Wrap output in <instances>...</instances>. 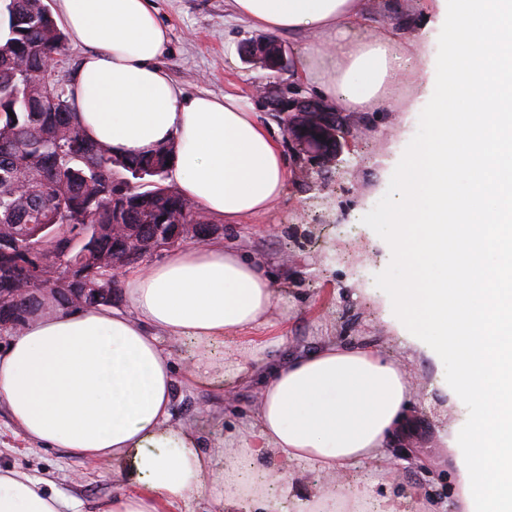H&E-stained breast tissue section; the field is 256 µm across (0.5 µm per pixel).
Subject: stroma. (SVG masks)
Returning <instances> with one entry per match:
<instances>
[{
  "label": "stroma",
  "mask_w": 512,
  "mask_h": 512,
  "mask_svg": "<svg viewBox=\"0 0 512 512\" xmlns=\"http://www.w3.org/2000/svg\"><path fill=\"white\" fill-rule=\"evenodd\" d=\"M169 31L163 67L186 94H233L257 107L254 87L264 70L247 63L242 45L259 31L238 16L231 0H151ZM441 27L427 0H367L357 35L419 40L425 58L418 74L392 87V105L348 113L362 129L344 151L330 179L312 166L287 160L283 195L266 212L219 224L215 240L267 267L278 303L272 335L286 339L289 352H309L325 338L364 346L401 362L410 379V414L415 435L387 451L383 474L370 462L320 472L299 469L288 512H303L311 497L361 490L370 512H464L452 446L468 417L466 406L445 380L439 356L394 315L389 297L374 281L391 260L386 241L362 218L383 197L393 171L418 128L419 115L434 91ZM176 380L172 420L197 429L204 447L223 441L249 414L257 385L225 380L223 385L184 383L191 345L160 336ZM12 467L47 482L50 489L91 508L122 490L111 462L88 463L63 448H36L0 408V468Z\"/></svg>",
  "instance_id": "stroma-1"
}]
</instances>
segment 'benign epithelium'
Wrapping results in <instances>:
<instances>
[{"label": "benign epithelium", "instance_id": "7a95c632", "mask_svg": "<svg viewBox=\"0 0 512 512\" xmlns=\"http://www.w3.org/2000/svg\"><path fill=\"white\" fill-rule=\"evenodd\" d=\"M242 52L247 61L264 70L272 69L285 74L291 69V61L286 49L279 43L269 51L260 48L257 43L249 41L243 46ZM255 93L258 101L264 107L267 106L270 98H276L278 109L286 119L290 135L288 140L290 151L295 153L299 159L309 161L326 173L338 165L347 143L346 136L357 137L360 135V132L354 130L344 135L320 120V117L323 116L336 120L338 126L345 124L341 113L331 111L329 105L318 97L305 94L301 86L294 82L258 84L255 86ZM187 228L186 224L178 225V234L173 237L155 236L143 239L136 235L131 236L123 251L112 256V271H118L170 246L185 235Z\"/></svg>", "mask_w": 512, "mask_h": 512}]
</instances>
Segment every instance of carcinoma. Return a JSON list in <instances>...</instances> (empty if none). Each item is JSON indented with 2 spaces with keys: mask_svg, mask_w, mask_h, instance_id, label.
Here are the masks:
<instances>
[{
  "mask_svg": "<svg viewBox=\"0 0 512 512\" xmlns=\"http://www.w3.org/2000/svg\"><path fill=\"white\" fill-rule=\"evenodd\" d=\"M64 32L39 0H0V328L15 329L13 305L28 314L42 300L79 308V288L117 287L112 252L131 224L151 238L171 224L205 233L210 220L166 183L172 144L144 156H121L87 137L74 109L39 112L34 100L57 93L47 70ZM133 182L120 207L113 184Z\"/></svg>",
  "mask_w": 512,
  "mask_h": 512,
  "instance_id": "cac0c4a2",
  "label": "carcinoma"
}]
</instances>
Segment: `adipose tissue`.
Returning <instances> with one entry per match:
<instances>
[{
	"label": "adipose tissue",
	"mask_w": 512,
	"mask_h": 512,
	"mask_svg": "<svg viewBox=\"0 0 512 512\" xmlns=\"http://www.w3.org/2000/svg\"><path fill=\"white\" fill-rule=\"evenodd\" d=\"M235 12L271 32L317 35L302 76L344 111L390 103V89L423 51L356 35L366 0H233ZM68 38L87 45L69 88L85 133L118 152L174 143L169 177L207 215L233 224L266 211L287 171L277 141L240 97L189 96L159 63L168 32L151 0H58ZM127 309L57 308L30 318L0 351V406L29 441L85 461L125 463L127 485L101 512H170L208 491L221 505L293 491L296 475L258 470L267 449L333 472L380 462L408 432L412 399L401 364L326 339L286 353L284 339L256 342L276 305L263 264L221 243L177 249L124 279ZM189 340L193 383L245 382L267 369L251 414L226 435L217 461L195 432L172 422L175 379L158 335ZM44 480L0 468V512H79Z\"/></svg>",
	"instance_id": "1"
}]
</instances>
